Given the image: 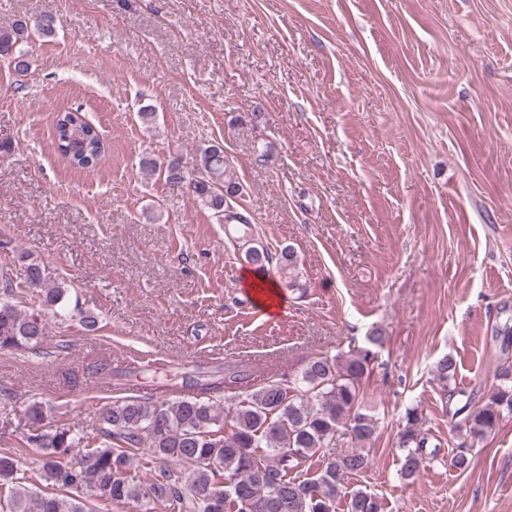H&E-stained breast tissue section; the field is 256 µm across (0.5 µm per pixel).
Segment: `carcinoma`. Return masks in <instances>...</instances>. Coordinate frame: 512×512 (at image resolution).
Returning a JSON list of instances; mask_svg holds the SVG:
<instances>
[{
  "label": "carcinoma",
  "instance_id": "carcinoma-1",
  "mask_svg": "<svg viewBox=\"0 0 512 512\" xmlns=\"http://www.w3.org/2000/svg\"><path fill=\"white\" fill-rule=\"evenodd\" d=\"M56 16L51 10L23 15L0 28V60L24 73L30 66L29 47L54 38ZM54 148L74 169H92L105 154L97 127L81 107L55 116ZM201 167L187 171L178 163L161 168L151 156L140 160L172 193L187 179L193 196L222 224L253 230L252 212L241 203L244 194L224 145L213 140L198 149ZM237 249L259 271L274 262L288 287H297L298 257L290 247L272 256L255 234ZM3 292L36 304L29 311L20 302L0 300V351L32 353L47 336L45 313L64 321L72 317L63 305L64 283H53L48 268L38 262L25 267L24 280L0 277ZM369 347L347 355L309 359L294 379L271 380L255 388L242 365L197 366L181 381H162L139 395L121 397L98 414V438L89 441L60 425L43 428L42 403L25 409L27 443L43 451L39 480L44 489L28 487L18 455L0 453V509L3 512H94L88 499L99 503L160 500L170 512H335L344 496L343 482L368 468L362 445L372 440L377 422L363 412L360 381L383 343L380 330L366 336ZM456 370L445 356L435 365L436 379L446 399L455 391L448 380ZM129 370L101 363L88 373L93 383L126 390ZM500 384L489 400L456 425L472 438L496 429L503 413H512V370L499 373ZM244 389L239 400L224 406L226 393ZM354 447L341 452L344 435ZM428 434L415 411L406 413L398 447L400 476L413 478L420 470ZM142 456L155 471L147 489L129 475L132 459ZM321 467L313 477L304 467L313 457ZM347 512H381L374 493L358 490L346 501Z\"/></svg>",
  "mask_w": 512,
  "mask_h": 512
}]
</instances>
